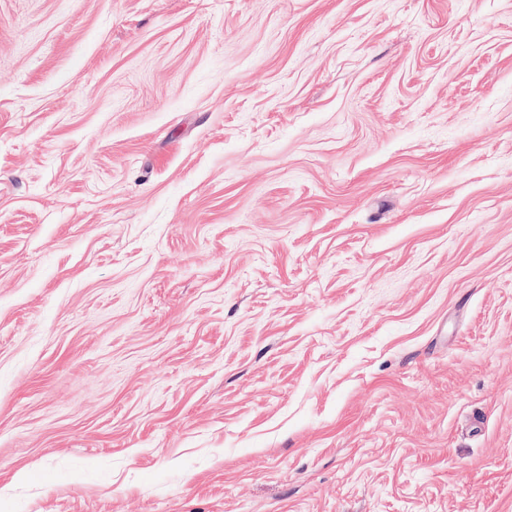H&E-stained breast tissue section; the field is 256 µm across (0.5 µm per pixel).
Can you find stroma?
Wrapping results in <instances>:
<instances>
[{
    "mask_svg": "<svg viewBox=\"0 0 512 512\" xmlns=\"http://www.w3.org/2000/svg\"><path fill=\"white\" fill-rule=\"evenodd\" d=\"M0 512H512V0H0Z\"/></svg>",
    "mask_w": 512,
    "mask_h": 512,
    "instance_id": "stroma-1",
    "label": "stroma"
}]
</instances>
